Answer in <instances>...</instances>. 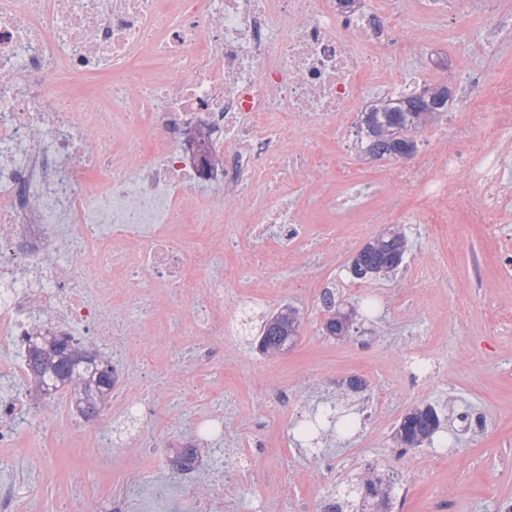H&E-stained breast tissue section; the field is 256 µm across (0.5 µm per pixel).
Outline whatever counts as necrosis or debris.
Segmentation results:
<instances>
[{
    "label": "necrosis or debris",
    "mask_w": 512,
    "mask_h": 512,
    "mask_svg": "<svg viewBox=\"0 0 512 512\" xmlns=\"http://www.w3.org/2000/svg\"><path fill=\"white\" fill-rule=\"evenodd\" d=\"M482 17L488 57L512 32V0H0V453L35 450L38 471L64 452L101 473L122 465L130 486L141 462L113 458L112 417L148 419L163 401L190 412L197 440L224 432L222 397L194 414L204 375L222 370L229 293L218 230L241 215V239L294 262L290 240L315 219L348 224H469L489 246L512 222L503 138L512 72L488 82L473 65L459 84L468 118L430 150L390 169L385 182L429 202L357 187V118L369 86L411 93L404 60L444 16ZM337 149L319 161L311 136ZM480 192L474 208L464 198ZM214 228L207 241L188 227ZM33 336H85L126 357L123 387L101 427L69 415L64 434L20 442L11 421L38 410L25 386ZM177 339L182 374L156 369L158 340Z\"/></svg>",
    "instance_id": "1"
}]
</instances>
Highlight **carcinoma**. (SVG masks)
I'll return each mask as SVG.
<instances>
[{"mask_svg":"<svg viewBox=\"0 0 512 512\" xmlns=\"http://www.w3.org/2000/svg\"><path fill=\"white\" fill-rule=\"evenodd\" d=\"M450 91L434 86L413 93L400 100L383 98L369 111L361 113L364 132V156L371 160L404 158L416 148L414 134L437 120L448 111ZM407 253L405 235L390 227L369 239L351 258L350 264L368 272V276H380L395 271ZM322 304L329 317L325 323L333 336H343L352 320L353 310L336 307L335 296L324 293ZM300 317L293 308H284L269 317L260 328L261 353L275 355L280 348H288L298 336ZM45 346L32 347L26 355L27 370L34 381L47 382V377L57 380L54 389L68 387L77 394L83 414L97 413L98 401L112 391L117 378L111 377V364L102 355L89 350L72 353L67 359L45 355ZM441 430V419L431 406L414 407L406 412L395 431L400 447L418 448ZM202 457V449L195 444L178 448L172 456L181 471L193 472ZM359 491L361 512H390L391 504L384 480L371 472L360 476Z\"/></svg>","mask_w":512,"mask_h":512,"instance_id":"carcinoma-1","label":"carcinoma"}]
</instances>
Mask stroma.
I'll list each match as a JSON object with an SVG mask.
<instances>
[{
  "mask_svg": "<svg viewBox=\"0 0 512 512\" xmlns=\"http://www.w3.org/2000/svg\"><path fill=\"white\" fill-rule=\"evenodd\" d=\"M480 54L477 42L462 53L459 40L449 39L443 26L416 48L407 67L419 79L431 71L457 77L464 57ZM402 230L409 249L393 276L378 278L380 294L373 300L347 269L359 241L333 224L313 225L310 236L298 240L295 261L284 274L274 257L256 268L246 249L225 253V266L256 292L259 308L235 312L239 332L224 339V376L208 379L195 409L205 412L220 388L235 411L233 421L223 436L208 443L188 477L172 469L170 456L193 440L191 420L173 412L141 424L140 440L128 453L155 457V468L131 495L126 512H193L181 495L188 480L199 494L220 490L254 505V469L276 474L287 487V512H319L325 499L345 497L352 480L371 469L391 490V512H503L512 501V335H494L491 318L512 315V283L501 282L492 264L474 266V257L489 247L470 228L460 227L452 241L429 224H406ZM325 233L338 236L335 253H317L315 243ZM441 248L448 252L447 277L424 279L423 268ZM271 277L281 283L280 293L260 294ZM325 288L359 311L346 336L333 337L324 329L327 314L317 292ZM287 305L300 314L298 340L285 354H261L255 340L263 319ZM418 336L433 340L434 360L425 376L414 343ZM352 376L365 379L367 387L342 398L341 383ZM271 386L288 389L294 413L307 417L336 403L357 426L349 435L319 436L312 451L293 445L273 456L254 449L249 468L239 469L231 449L254 439L258 422L274 434L287 431L283 416L264 404ZM378 392L387 396L395 415L375 412L372 397ZM420 404L441 408L445 427L431 445L403 449L394 440L396 425ZM78 472L90 490L83 512H113L122 477L100 482L87 461L61 462L28 498V512H56L63 483Z\"/></svg>",
  "mask_w": 512,
  "mask_h": 512,
  "instance_id": "35a3bbf8",
  "label": "stroma"
}]
</instances>
